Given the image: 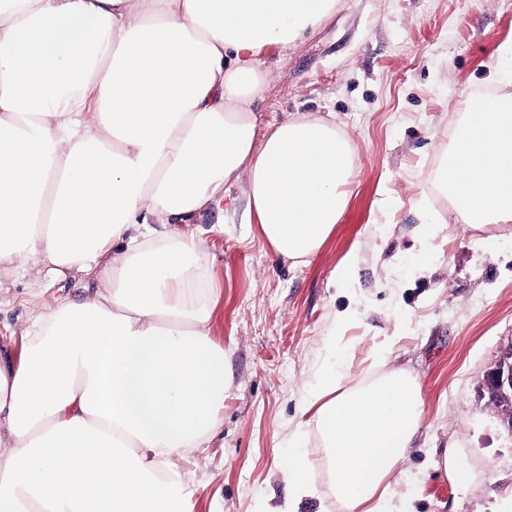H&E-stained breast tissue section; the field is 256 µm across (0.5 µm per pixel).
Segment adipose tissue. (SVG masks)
<instances>
[{"label":"adipose tissue","instance_id":"ef3b65f1","mask_svg":"<svg viewBox=\"0 0 512 512\" xmlns=\"http://www.w3.org/2000/svg\"><path fill=\"white\" fill-rule=\"evenodd\" d=\"M334 0H0V270L94 273L0 357V512H188L177 459L224 422V350L197 235L242 185L298 259L345 209L357 159L321 118L260 124L256 57ZM466 224L512 222V94L474 99L435 176ZM308 394L345 512H386L422 391L393 371L340 389V340Z\"/></svg>","mask_w":512,"mask_h":512}]
</instances>
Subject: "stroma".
Here are the masks:
<instances>
[{
    "instance_id": "35a3bbf8",
    "label": "stroma",
    "mask_w": 512,
    "mask_h": 512,
    "mask_svg": "<svg viewBox=\"0 0 512 512\" xmlns=\"http://www.w3.org/2000/svg\"><path fill=\"white\" fill-rule=\"evenodd\" d=\"M512 0H336L329 18L289 46L258 55L263 122L335 121L357 150L349 200L301 260L273 253L245 215L241 188L192 229L209 260L212 339L224 350V425L204 451L178 460L192 512H263L292 490L282 473L301 433L316 486L299 512H343L305 398L326 336L347 348L344 383L404 369L423 414L409 458L392 474V512H512V431L483 378L512 348V223L461 224L433 176L461 112L512 93ZM435 219L431 252L418 232ZM357 264L343 278L349 255ZM92 274L0 270V353L18 357L46 304L81 301ZM359 315L336 328L337 312ZM453 449L468 477L444 470Z\"/></svg>"
}]
</instances>
